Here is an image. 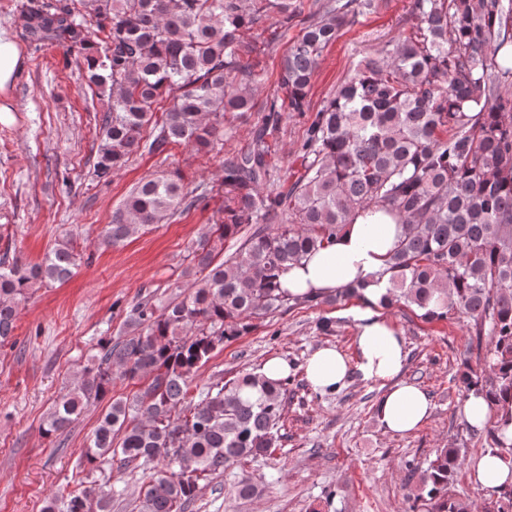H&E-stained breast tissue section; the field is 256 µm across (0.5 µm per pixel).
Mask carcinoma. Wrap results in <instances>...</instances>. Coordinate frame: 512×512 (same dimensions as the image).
<instances>
[{
	"instance_id": "carcinoma-1",
	"label": "carcinoma",
	"mask_w": 512,
	"mask_h": 512,
	"mask_svg": "<svg viewBox=\"0 0 512 512\" xmlns=\"http://www.w3.org/2000/svg\"><path fill=\"white\" fill-rule=\"evenodd\" d=\"M380 6L328 0L301 24L296 0H41L28 11L29 36L77 52L89 82L112 98L98 135L100 179L141 149L163 154L183 144L208 152L226 135V114L258 110L249 147L224 156V217L192 251V282L165 305L146 295L126 311L131 335L98 339L41 428L56 436L108 400L80 466L136 463L150 471L137 512H187L200 482L280 447L291 378L243 372L194 395L190 383L255 320L326 303L290 295L281 277L369 208L406 225L386 261L382 305L462 321L476 354L458 374L459 396L490 403L485 442L512 463L505 435L512 427V0H413V31L360 60L311 111L322 52L356 15ZM262 21L301 29L281 59L280 92L258 108L261 74L244 62L252 47L242 31ZM165 95L172 105L145 141L153 105ZM284 112L306 118L291 182L278 177ZM208 195L177 172L144 178L99 246H119ZM78 260L67 234L38 263L0 257L1 345L20 307L38 289L68 280ZM114 366L144 384L112 396ZM460 465L456 449H436L410 497L426 512H470L451 490ZM264 491L242 477L232 496L257 499ZM119 495L110 482L92 485L50 499L44 512H111ZM492 496L493 512H512V486Z\"/></svg>"
}]
</instances>
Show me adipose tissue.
<instances>
[{
	"label": "adipose tissue",
	"mask_w": 512,
	"mask_h": 512,
	"mask_svg": "<svg viewBox=\"0 0 512 512\" xmlns=\"http://www.w3.org/2000/svg\"><path fill=\"white\" fill-rule=\"evenodd\" d=\"M404 232L393 215L381 209L359 211L351 224L323 249L292 266L282 277V286L294 295L324 297L355 282H365V297L378 302L385 291L375 282L374 273L384 264ZM358 368L367 379L390 381L379 415L394 433H406L424 422L430 414V400L418 387L397 382L405 352L401 336L384 318L366 314L358 330ZM349 367L336 349L323 347L309 357L306 376L318 391L335 389L346 380ZM469 478L483 490L493 491L512 483V466L498 454L486 452L469 466Z\"/></svg>",
	"instance_id": "ef3b65f1"
}]
</instances>
